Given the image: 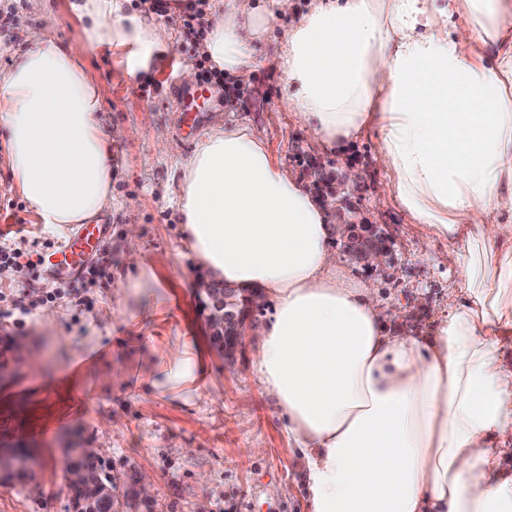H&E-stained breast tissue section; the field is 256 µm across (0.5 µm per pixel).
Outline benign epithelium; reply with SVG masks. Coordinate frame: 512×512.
Listing matches in <instances>:
<instances>
[{
    "label": "benign epithelium",
    "mask_w": 512,
    "mask_h": 512,
    "mask_svg": "<svg viewBox=\"0 0 512 512\" xmlns=\"http://www.w3.org/2000/svg\"><path fill=\"white\" fill-rule=\"evenodd\" d=\"M296 155L302 160L313 188L319 189L323 201L332 210V230L343 244V250L357 262L367 267H378L385 263L388 254L385 234L377 224H369L361 216L356 194L361 188L362 176L349 170L338 169L336 173L326 170L322 158L296 146ZM250 321L241 314L233 319L231 335L224 337V349L230 351L249 335Z\"/></svg>",
    "instance_id": "1"
}]
</instances>
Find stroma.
I'll list each match as a JSON object with an SVG mask.
<instances>
[{
  "label": "stroma",
  "mask_w": 512,
  "mask_h": 512,
  "mask_svg": "<svg viewBox=\"0 0 512 512\" xmlns=\"http://www.w3.org/2000/svg\"><path fill=\"white\" fill-rule=\"evenodd\" d=\"M72 0H0L12 11L0 27V73L9 69V47H20L33 27L60 45L77 43L80 23ZM172 33V46L156 75L129 81L109 58L88 53L84 64L98 83L107 126L128 128L112 145V203L99 216L108 233L91 263L103 269L95 284L76 278L84 301L42 302L52 282L40 256L55 250L61 234L47 229L16 195H0V249L34 258V267L12 270L0 294L26 292L34 308L21 321L0 319V448L26 447L34 477L0 482V512H71L63 460L66 450L98 448L106 472L121 479L118 496L131 512H309V493L299 451L288 439L275 402L251 374L256 337L225 355L208 327L200 289L212 275L188 251L174 204L179 157L213 127L243 123L263 138L296 178L304 172L293 147L311 136L285 106L286 90L273 45L261 47L259 63L242 79L207 74L193 30L180 10L157 15ZM192 61L193 83L182 65ZM333 168L355 166L366 183L362 215L386 225L391 261L376 269L344 258L338 276L347 285L375 291L381 304H400V333L433 327L459 283L448 266V243L423 238L394 203L373 140L345 150L322 149ZM137 229L138 247L155 274L168 281L175 305L154 319L126 322V227ZM198 338L209 380L195 403L185 406L153 395L140 376L177 336ZM150 475V493L140 479Z\"/></svg>",
  "instance_id": "1"
}]
</instances>
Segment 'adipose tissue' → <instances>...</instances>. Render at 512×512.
I'll return each mask as SVG.
<instances>
[{
	"mask_svg": "<svg viewBox=\"0 0 512 512\" xmlns=\"http://www.w3.org/2000/svg\"><path fill=\"white\" fill-rule=\"evenodd\" d=\"M81 39L25 38L0 74V144L19 195L46 227L90 223L112 202V143L82 58L128 79L152 72L170 30L131 0H76ZM464 28L449 27L453 17ZM273 40L286 104L319 144L374 137L391 195L461 273L447 316L395 334L399 305L336 275L329 218L249 127L219 125L179 161L191 253L273 311L252 375L288 422L310 512H512V0H224L201 51L225 75ZM131 319L166 284L127 227ZM206 383L195 337L144 386L188 402Z\"/></svg>",
	"mask_w": 512,
	"mask_h": 512,
	"instance_id": "obj_1",
	"label": "adipose tissue"
}]
</instances>
